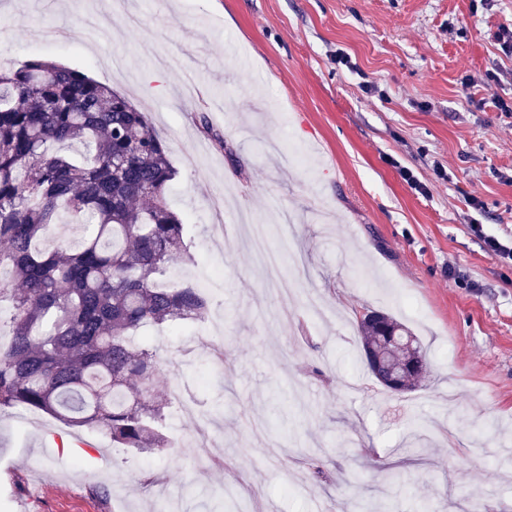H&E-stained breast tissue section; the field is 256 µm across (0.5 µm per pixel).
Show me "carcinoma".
Returning <instances> with one entry per match:
<instances>
[{
    "label": "carcinoma",
    "mask_w": 512,
    "mask_h": 512,
    "mask_svg": "<svg viewBox=\"0 0 512 512\" xmlns=\"http://www.w3.org/2000/svg\"><path fill=\"white\" fill-rule=\"evenodd\" d=\"M174 176L146 113L111 87L49 60L0 66V303L11 336L0 413L23 408L120 448L172 451L158 356L134 338L208 312L199 289L163 281L192 261L166 199ZM65 215L83 232L43 248ZM383 319L423 354L403 323Z\"/></svg>",
    "instance_id": "cac0c4a2"
}]
</instances>
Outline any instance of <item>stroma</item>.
<instances>
[{
    "label": "stroma",
    "mask_w": 512,
    "mask_h": 512,
    "mask_svg": "<svg viewBox=\"0 0 512 512\" xmlns=\"http://www.w3.org/2000/svg\"><path fill=\"white\" fill-rule=\"evenodd\" d=\"M505 28L512 0H0V61L61 63L148 112L194 256L171 279L209 301L205 320L148 338L156 388L196 405L168 411L174 454L95 448L91 429L9 411L0 512H155L166 494L221 512L228 488L245 512H512V268L482 240L512 238ZM229 192L274 254H300L287 300L215 218ZM309 292L329 323L310 322ZM367 309L418 336L425 388L375 381Z\"/></svg>",
    "instance_id": "35a3bbf8"
}]
</instances>
